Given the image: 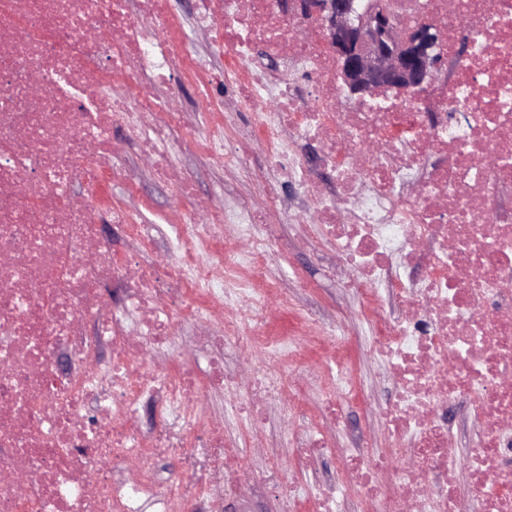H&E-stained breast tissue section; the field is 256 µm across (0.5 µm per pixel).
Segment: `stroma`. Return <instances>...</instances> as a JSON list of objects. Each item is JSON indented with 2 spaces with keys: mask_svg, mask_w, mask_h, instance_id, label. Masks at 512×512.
Instances as JSON below:
<instances>
[{
  "mask_svg": "<svg viewBox=\"0 0 512 512\" xmlns=\"http://www.w3.org/2000/svg\"><path fill=\"white\" fill-rule=\"evenodd\" d=\"M179 89L184 117L189 121H201L211 104L221 102L231 104L232 94L224 84L212 86L209 96H200L194 84L185 79L179 71L170 74L169 86ZM256 115L252 112L238 113L234 124L225 126V143L235 145L240 150L243 168L227 171L218 168L204 159L194 149L181 142L171 145V152L181 169L189 171L197 180L199 198L220 206L227 200L237 205L257 206L262 195L248 180L246 170L262 162L267 145L250 138ZM117 163L134 176L141 185L139 197L130 199L122 193H115L114 203L130 204L139 211V221L145 224L155 239V259L169 257L176 249V242L169 230L183 203L178 200L172 186L155 180L149 173L150 166L144 158L138 157L135 149H128L118 158ZM262 230L271 238L275 249L286 250L289 256L287 265L279 270L280 283L288 295L289 309L273 310L269 327L271 337L285 339L300 328L297 309L305 308L324 313L326 318L342 319L351 334L353 349L347 364V373L353 386L370 399L369 404L344 406L345 417L340 422L325 421L324 430L335 441L337 447H355L360 436L370 438L374 448L386 449L390 441L381 416L379 403L393 393L390 382L379 378V366L372 357L369 343L372 327L361 314L358 299L350 295L342 284L340 262L330 251H316L314 236L295 224L280 222L271 218ZM309 369L298 374L294 365L281 361L277 370L282 382L288 383L297 376H304V397L300 408L286 411L275 407L266 424L267 438L284 440L289 430L306 431L312 417L318 416L330 391V379L336 366L330 360L327 344L310 345L306 351ZM248 462L253 475L238 494L225 499L223 512H288V501L275 484L265 481L264 461L257 455H250ZM209 464L205 449L190 445L173 448L155 458L153 469L159 489H166L173 476L181 478V493L190 500L201 499L204 489L197 482V474ZM283 480L300 485H310L324 489H341L337 512H363V495L356 482H348L338 487L336 463L322 461L315 477L294 471L292 466L283 469Z\"/></svg>",
  "mask_w": 512,
  "mask_h": 512,
  "instance_id": "obj_1",
  "label": "stroma"
}]
</instances>
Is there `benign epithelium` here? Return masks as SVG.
<instances>
[{
  "label": "benign epithelium",
  "mask_w": 512,
  "mask_h": 512,
  "mask_svg": "<svg viewBox=\"0 0 512 512\" xmlns=\"http://www.w3.org/2000/svg\"><path fill=\"white\" fill-rule=\"evenodd\" d=\"M326 33L349 93L395 97L429 86L447 65L442 36L426 26L403 28L378 0H303Z\"/></svg>",
  "instance_id": "obj_1"
}]
</instances>
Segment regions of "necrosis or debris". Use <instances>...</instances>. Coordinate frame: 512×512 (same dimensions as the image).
Instances as JSON below:
<instances>
[{
	"instance_id": "obj_1",
	"label": "necrosis or debris",
	"mask_w": 512,
	"mask_h": 512,
	"mask_svg": "<svg viewBox=\"0 0 512 512\" xmlns=\"http://www.w3.org/2000/svg\"><path fill=\"white\" fill-rule=\"evenodd\" d=\"M401 24L446 30V72L412 100L348 103L332 50L300 0H199L212 23L214 69L182 41L171 0H0V512H138L149 500L178 512V489L158 492L157 449L194 438L210 448L209 491L235 496L246 456L201 397L246 396L263 429L272 405L297 406L301 382L281 388L270 361L302 366L324 328L315 313L292 342L266 334L271 307L287 308L258 232L272 215L313 226L337 254L344 286L371 318L375 359L395 396L385 411L392 446L365 456L335 448L318 423L268 445L265 475L338 461L365 499L392 491V512H462V488L483 512H512V0H388ZM159 20L147 30L139 20ZM209 90L229 80L234 105L264 108L263 209L229 206L174 225L179 253L146 260L152 241L112 202L136 183L114 165L135 147L152 175L195 202L173 163L171 134L209 162L237 169L224 149L225 113L207 134L175 122L171 69ZM321 147L317 164L303 154ZM296 187L285 201L278 179ZM122 227L135 249L112 250L101 226ZM219 320L197 337L208 369L178 361L180 324L201 301ZM246 344L260 368L224 363V340ZM110 357L101 360L102 345ZM154 407L144 435L135 419ZM135 474H110L115 457Z\"/></svg>"
}]
</instances>
